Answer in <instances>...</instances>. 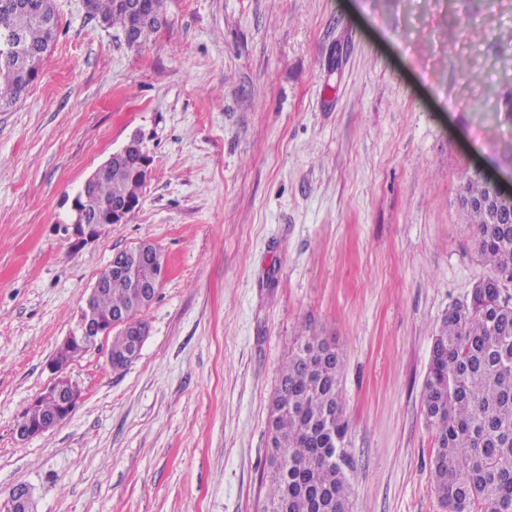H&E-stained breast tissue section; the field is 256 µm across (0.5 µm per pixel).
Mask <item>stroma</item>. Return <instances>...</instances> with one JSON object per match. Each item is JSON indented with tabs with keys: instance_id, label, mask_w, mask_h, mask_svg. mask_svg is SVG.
Instances as JSON below:
<instances>
[{
	"instance_id": "1",
	"label": "stroma",
	"mask_w": 512,
	"mask_h": 512,
	"mask_svg": "<svg viewBox=\"0 0 512 512\" xmlns=\"http://www.w3.org/2000/svg\"><path fill=\"white\" fill-rule=\"evenodd\" d=\"M42 74L0 110V512H256L271 400L303 330L336 344L349 512H446L422 396L448 308L488 269L461 195L512 189V0H167L128 48L55 0ZM140 205L75 247L71 201L131 136ZM167 271L139 357L66 369L82 396L17 417L102 269Z\"/></svg>"
}]
</instances>
